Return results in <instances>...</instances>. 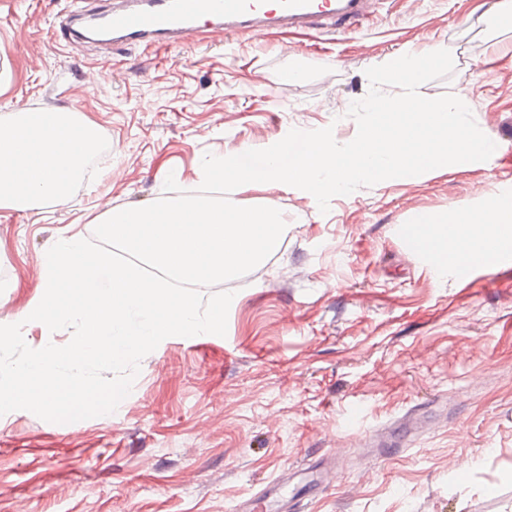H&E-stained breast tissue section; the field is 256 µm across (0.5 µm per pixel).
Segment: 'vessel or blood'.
Segmentation results:
<instances>
[{"label":"vessel or blood","instance_id":"obj_1","mask_svg":"<svg viewBox=\"0 0 512 512\" xmlns=\"http://www.w3.org/2000/svg\"><path fill=\"white\" fill-rule=\"evenodd\" d=\"M369 0H112L95 9L76 6L60 23L65 41L81 38L84 23L108 37V45L142 43L159 48L191 37L200 23L224 33L270 27L315 29L324 22L354 25L367 18ZM269 483L237 512H286L287 502Z\"/></svg>","mask_w":512,"mask_h":512}]
</instances>
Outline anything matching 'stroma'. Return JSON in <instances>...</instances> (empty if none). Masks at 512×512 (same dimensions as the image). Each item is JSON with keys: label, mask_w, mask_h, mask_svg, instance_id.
<instances>
[{"label": "stroma", "mask_w": 512, "mask_h": 512, "mask_svg": "<svg viewBox=\"0 0 512 512\" xmlns=\"http://www.w3.org/2000/svg\"><path fill=\"white\" fill-rule=\"evenodd\" d=\"M501 0H378L362 26L308 33L207 28L162 49L59 40L71 0H0V94L32 112L77 111L100 150L63 201L0 209V320L28 346L72 332L28 321L47 250L64 230L92 238L111 208L200 187L202 159L263 149L290 130L357 133L346 112L367 68L409 49L450 50L427 98L465 94L495 155L330 201L276 183L240 187L242 206L279 207V250L233 292L227 334L171 336L146 355L115 412L52 423L0 416V512H231L270 481L299 512H512V265L442 281L407 251L419 214L479 212L512 192V17ZM305 72L294 80V69ZM429 430L383 457L371 437L409 409Z\"/></svg>", "instance_id": "stroma-1"}]
</instances>
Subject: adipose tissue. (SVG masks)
I'll list each match as a JSON object with an SVG mask.
<instances>
[{
    "mask_svg": "<svg viewBox=\"0 0 512 512\" xmlns=\"http://www.w3.org/2000/svg\"><path fill=\"white\" fill-rule=\"evenodd\" d=\"M97 125L75 112L15 110L0 118V209L63 200L83 160L96 154ZM440 266L492 265L512 247V194L491 192L481 214H421L409 224Z\"/></svg>",
    "mask_w": 512,
    "mask_h": 512,
    "instance_id": "obj_1",
    "label": "adipose tissue"
}]
</instances>
